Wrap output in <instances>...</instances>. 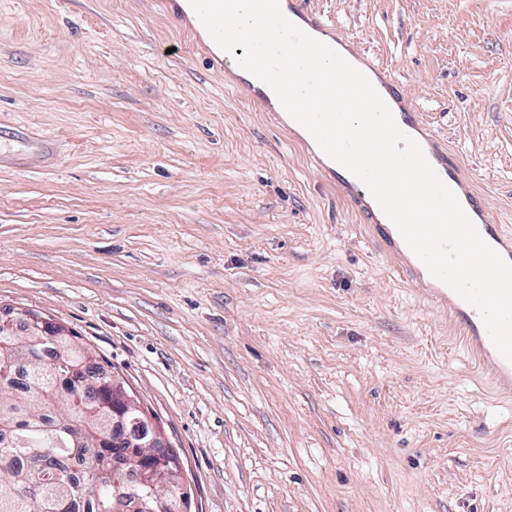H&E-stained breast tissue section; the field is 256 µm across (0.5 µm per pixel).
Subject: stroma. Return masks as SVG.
<instances>
[{"label": "stroma", "instance_id": "35a3bbf8", "mask_svg": "<svg viewBox=\"0 0 512 512\" xmlns=\"http://www.w3.org/2000/svg\"><path fill=\"white\" fill-rule=\"evenodd\" d=\"M512 230V0H307ZM159 0H0V302L97 350L191 512H512V393Z\"/></svg>", "mask_w": 512, "mask_h": 512}]
</instances>
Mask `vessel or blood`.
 Wrapping results in <instances>:
<instances>
[{"label": "vessel or blood", "instance_id": "b4317fda", "mask_svg": "<svg viewBox=\"0 0 512 512\" xmlns=\"http://www.w3.org/2000/svg\"><path fill=\"white\" fill-rule=\"evenodd\" d=\"M286 9L296 14L303 22L304 31L321 40L337 51L348 63L363 72L375 89L386 101L391 111L397 112L398 126L413 137L421 146L427 160L444 183L451 189L463 186L459 164L449 153L447 146L439 136L421 119L416 108L408 98L403 84L389 71L380 66L369 54L352 47L318 13L309 10L306 0H287ZM226 80L243 92L253 103L263 104L269 108L272 123H283L286 111L283 107H271L274 92L262 81H249L241 74L240 66L231 56L222 60ZM337 183L344 189L352 204L360 211L366 223L374 225L376 231L386 229L388 219L380 207L370 205V194L363 184L350 172L336 173ZM469 211L482 222L501 254L512 256V236L503 234L499 225L490 220L481 198L474 193H466ZM430 296L447 308L451 317L467 323L469 327L468 342L470 347L481 357L486 370L503 387H512V363L506 361L494 347L479 313L463 301L452 289L433 288Z\"/></svg>", "mask_w": 512, "mask_h": 512}]
</instances>
